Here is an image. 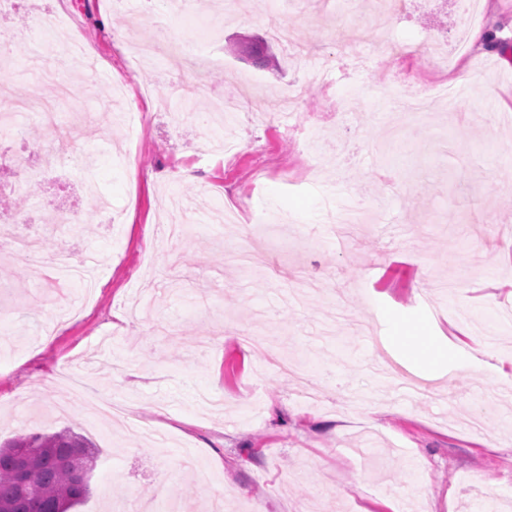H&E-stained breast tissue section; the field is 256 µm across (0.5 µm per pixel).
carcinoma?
Masks as SVG:
<instances>
[{
    "mask_svg": "<svg viewBox=\"0 0 512 512\" xmlns=\"http://www.w3.org/2000/svg\"><path fill=\"white\" fill-rule=\"evenodd\" d=\"M92 444L71 430L23 434L0 445V507L68 512L86 497L77 470L92 464Z\"/></svg>",
    "mask_w": 512,
    "mask_h": 512,
    "instance_id": "1",
    "label": "carcinoma"
}]
</instances>
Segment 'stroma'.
<instances>
[{
    "label": "stroma",
    "instance_id": "stroma-1",
    "mask_svg": "<svg viewBox=\"0 0 512 512\" xmlns=\"http://www.w3.org/2000/svg\"><path fill=\"white\" fill-rule=\"evenodd\" d=\"M462 0H374L331 23L325 0H191L173 17L178 55L135 61L152 30L149 0H0L13 70L0 93L28 94L26 17L68 13L97 72L72 63L53 99L68 165L30 173L25 209L78 208L91 230L37 226L43 253L96 260L58 288L23 261H0V443L71 429L94 445L89 493L70 512H512V50L461 59ZM289 28L291 49L254 67L229 43ZM467 67L466 93L404 121L407 77L428 82L426 41ZM212 54L207 95L185 98L190 58ZM365 58L367 70L352 60ZM331 65L323 89L317 69ZM235 148L206 153L222 127L193 116L215 100ZM38 110L0 139L10 156L42 146ZM189 170L190 180L180 179ZM250 210L279 233L249 240L216 207ZM359 210L346 245L330 234ZM228 246L254 251L248 267ZM389 312L442 336L447 371L423 378L397 342L374 339ZM262 349H241L240 333ZM280 353L299 373L281 374ZM129 401L91 420L43 404L73 378ZM415 381L419 400L395 385ZM495 390L481 432L468 421Z\"/></svg>",
    "mask_w": 512,
    "mask_h": 512
}]
</instances>
